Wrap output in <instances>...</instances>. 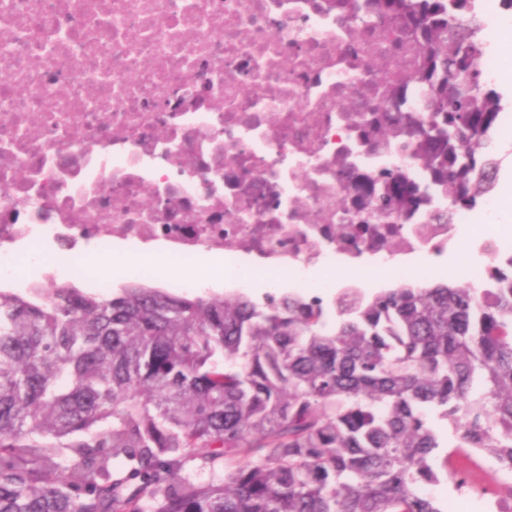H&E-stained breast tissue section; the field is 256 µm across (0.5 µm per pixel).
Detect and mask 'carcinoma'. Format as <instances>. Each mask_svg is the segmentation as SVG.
Returning a JSON list of instances; mask_svg holds the SVG:
<instances>
[{
    "label": "carcinoma",
    "mask_w": 512,
    "mask_h": 512,
    "mask_svg": "<svg viewBox=\"0 0 512 512\" xmlns=\"http://www.w3.org/2000/svg\"><path fill=\"white\" fill-rule=\"evenodd\" d=\"M372 2L420 54L360 137L409 138L426 178L383 169L354 183V205L412 217L437 193L450 224L500 166L480 14L473 0ZM473 453L512 472L509 253L479 285L345 288L330 306L0 290V512H446L425 487L475 489L451 466Z\"/></svg>",
    "instance_id": "cac0c4a2"
}]
</instances>
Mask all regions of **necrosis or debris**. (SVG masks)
Masks as SVG:
<instances>
[{
  "mask_svg": "<svg viewBox=\"0 0 512 512\" xmlns=\"http://www.w3.org/2000/svg\"><path fill=\"white\" fill-rule=\"evenodd\" d=\"M352 0H0V246L50 240L106 245L115 232L164 240L170 255L223 250L260 270L407 269L476 249L479 283L512 238L461 239L429 210L390 233L331 239L352 224L347 167L369 177L410 165L403 137L360 143L356 127L385 103L382 75L398 19L354 12ZM486 77L504 78L502 24L477 0Z\"/></svg>",
  "mask_w": 512,
  "mask_h": 512,
  "instance_id": "obj_1",
  "label": "necrosis or debris"
}]
</instances>
